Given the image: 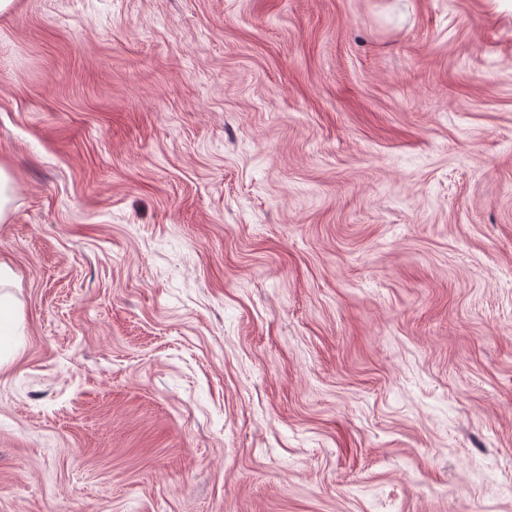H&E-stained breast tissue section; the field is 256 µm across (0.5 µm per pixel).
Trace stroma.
Masks as SVG:
<instances>
[{"mask_svg":"<svg viewBox=\"0 0 512 512\" xmlns=\"http://www.w3.org/2000/svg\"><path fill=\"white\" fill-rule=\"evenodd\" d=\"M0 512H512V0H16Z\"/></svg>","mask_w":512,"mask_h":512,"instance_id":"stroma-1","label":"stroma"}]
</instances>
